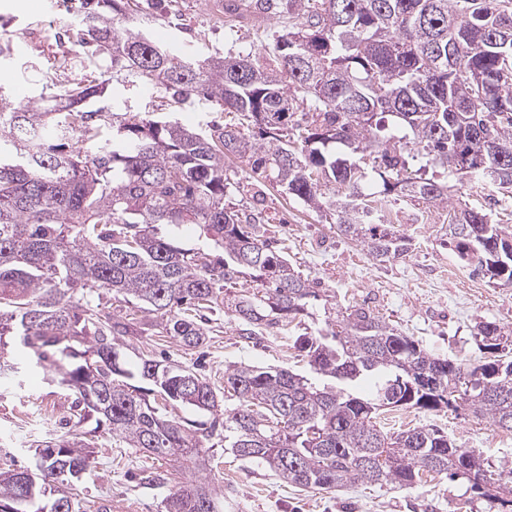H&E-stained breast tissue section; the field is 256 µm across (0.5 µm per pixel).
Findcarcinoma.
Masks as SVG:
<instances>
[{"label":"carcinoma","mask_w":512,"mask_h":512,"mask_svg":"<svg viewBox=\"0 0 512 512\" xmlns=\"http://www.w3.org/2000/svg\"><path fill=\"white\" fill-rule=\"evenodd\" d=\"M75 2L68 39L85 78L61 83L63 60L51 89L24 100L0 82V339L60 372L77 393V430L37 445L32 467L0 472V506L83 512L73 487L92 467L87 419L194 470L165 512H218L206 471L220 427L224 452L301 489L402 488L436 473L512 504V485L441 429L391 434L377 422L391 408H446L512 432V332L494 321L477 325L490 357L463 362L432 356L368 310L339 311L336 328L295 339L310 375L235 363L221 396L187 366L130 362L123 337L141 328L95 302L108 293L134 305L186 351L206 344L207 312L234 318L243 336L309 314L320 294L273 247L261 212L224 203L226 156L248 158L256 178L307 205L327 204L337 232L380 262L411 242L372 222L390 194L450 197L445 182L402 176L409 161L512 194V0H288V32L227 56L173 54L129 25L125 0ZM247 7L281 13L278 0ZM102 68L125 88L160 90L170 109L231 119L190 131L129 106L94 109L107 91ZM162 224L196 225L198 243L159 234ZM448 242L472 273L512 283V235L484 210L453 207ZM246 275L262 287L226 290ZM369 379L371 398L359 392ZM178 404L212 421L169 414Z\"/></svg>","instance_id":"obj_1"}]
</instances>
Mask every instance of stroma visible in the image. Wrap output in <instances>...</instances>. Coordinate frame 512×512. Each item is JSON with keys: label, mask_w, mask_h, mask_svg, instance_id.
I'll return each mask as SVG.
<instances>
[{"label": "stroma", "mask_w": 512, "mask_h": 512, "mask_svg": "<svg viewBox=\"0 0 512 512\" xmlns=\"http://www.w3.org/2000/svg\"><path fill=\"white\" fill-rule=\"evenodd\" d=\"M36 0H0V24L8 34L15 97L37 95L39 79L59 59L68 64L63 81L80 80L85 71L77 56L63 57L56 32L69 20L68 8L36 12ZM218 0H169L155 10L147 29L155 40L181 48L204 42L221 54L256 52L275 32L288 27L287 16H228ZM224 172L230 181L225 204L245 208L252 203L255 181L245 160L228 157ZM264 225L288 248V261L318 288L321 298L312 316L302 317L289 330L273 329L249 340L223 317L198 354L185 353L169 338L152 333L131 338L136 350L171 361L192 364L203 356L205 374L216 388L224 386L227 366L245 362L261 367L303 369L294 341L307 330L334 323L345 307L369 309L402 334L412 337L430 354L444 359L477 361L485 351L477 325L494 320L512 329V284L493 285L471 275L448 244V205H418L397 197L382 221L411 238L407 255L386 262L372 258L359 244L340 236L331 211L316 210L268 184L260 188ZM452 199L490 213L493 221L512 231V198L502 196L489 182L457 185ZM0 371V468L30 465L37 442L68 436L74 429L75 396L40 372H10L19 355L9 350ZM387 428L432 425L447 433L458 447L479 451L502 478H512V433L488 420L461 411L422 414L411 409L385 414ZM215 486L224 497L223 512H505L499 502L478 496L468 480L443 475L423 478L414 486L396 488L359 483L335 490H301L282 482L265 467L235 459L215 447L212 462ZM164 471L162 486L141 484L142 471ZM188 470L147 458L113 440L107 427L96 431L93 464L77 488L86 512H164L172 489L193 480Z\"/></svg>", "instance_id": "obj_1"}]
</instances>
